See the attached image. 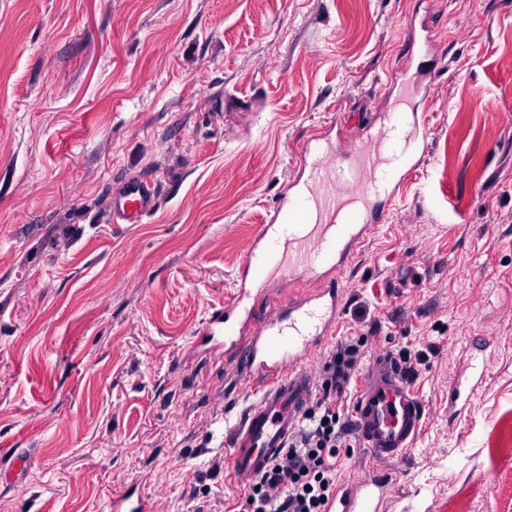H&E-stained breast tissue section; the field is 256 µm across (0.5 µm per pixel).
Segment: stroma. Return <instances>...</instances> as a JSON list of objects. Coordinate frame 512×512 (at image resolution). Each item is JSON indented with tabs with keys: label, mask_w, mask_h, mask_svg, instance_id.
<instances>
[{
	"label": "stroma",
	"mask_w": 512,
	"mask_h": 512,
	"mask_svg": "<svg viewBox=\"0 0 512 512\" xmlns=\"http://www.w3.org/2000/svg\"><path fill=\"white\" fill-rule=\"evenodd\" d=\"M427 16L429 152L307 365L330 378L346 340L415 363L385 512H512V0H0V512H112L131 485L240 512L227 433L256 394L198 340L303 142L379 125ZM146 176L155 209L112 223Z\"/></svg>",
	"instance_id": "obj_1"
}]
</instances>
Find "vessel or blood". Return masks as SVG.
<instances>
[{
    "label": "vessel or blood",
    "instance_id": "1",
    "mask_svg": "<svg viewBox=\"0 0 512 512\" xmlns=\"http://www.w3.org/2000/svg\"><path fill=\"white\" fill-rule=\"evenodd\" d=\"M393 83L398 94L376 133L346 144L303 145L300 176L284 192L275 223L260 225L247 246L234 302L210 319L224 328L225 363L258 391L231 429L229 469L238 483L266 471L312 404L315 376L307 359L335 333L346 271L428 152L405 108L427 93L429 81L405 70ZM400 131L417 147L394 168L389 151ZM157 194V179L124 183L112 203L113 223H138L154 209ZM274 281H303L311 289L277 302L265 293ZM423 420L424 406L401 364L376 353L358 384L350 426L379 466L341 482L326 512H385L390 480L383 466L414 445ZM112 512H152V505L142 491L128 488L113 497Z\"/></svg>",
    "mask_w": 512,
    "mask_h": 512
}]
</instances>
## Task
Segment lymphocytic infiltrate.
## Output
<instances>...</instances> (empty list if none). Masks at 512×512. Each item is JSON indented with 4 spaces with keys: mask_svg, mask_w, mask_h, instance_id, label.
Listing matches in <instances>:
<instances>
[{
    "mask_svg": "<svg viewBox=\"0 0 512 512\" xmlns=\"http://www.w3.org/2000/svg\"><path fill=\"white\" fill-rule=\"evenodd\" d=\"M359 346L338 345L333 374L317 389L283 454L249 487L246 512H324L336 488L333 459L346 433L339 404L357 369Z\"/></svg>",
    "mask_w": 512,
    "mask_h": 512,
    "instance_id": "lymphocytic-infiltrate-1",
    "label": "lymphocytic infiltrate"
}]
</instances>
